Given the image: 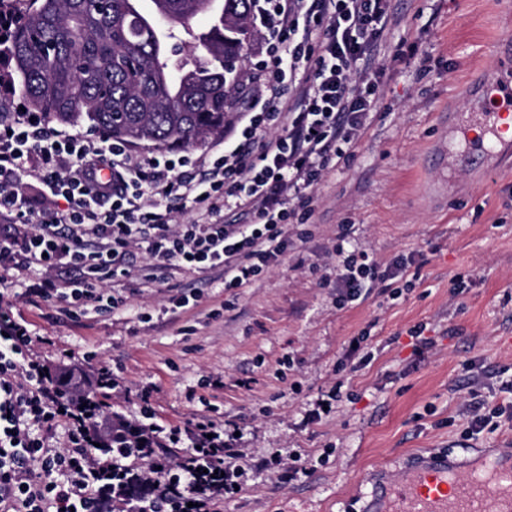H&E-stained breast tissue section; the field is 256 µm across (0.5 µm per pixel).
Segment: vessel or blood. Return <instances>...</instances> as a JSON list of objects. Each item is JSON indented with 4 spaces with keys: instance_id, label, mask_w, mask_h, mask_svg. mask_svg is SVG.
I'll return each mask as SVG.
<instances>
[{
    "instance_id": "obj_1",
    "label": "vessel or blood",
    "mask_w": 512,
    "mask_h": 512,
    "mask_svg": "<svg viewBox=\"0 0 512 512\" xmlns=\"http://www.w3.org/2000/svg\"><path fill=\"white\" fill-rule=\"evenodd\" d=\"M485 78L503 95L506 111L478 114L479 133L456 159L458 171L490 163L506 147L503 121L512 110V73L493 67ZM363 512H512V456L480 455L467 468L444 452L404 465L397 474L372 475Z\"/></svg>"
}]
</instances>
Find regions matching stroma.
I'll list each match as a JSON object with an SVG mask.
<instances>
[{
  "label": "stroma",
  "mask_w": 512,
  "mask_h": 512,
  "mask_svg": "<svg viewBox=\"0 0 512 512\" xmlns=\"http://www.w3.org/2000/svg\"><path fill=\"white\" fill-rule=\"evenodd\" d=\"M394 6L400 24L371 126L325 173L310 223L289 226L286 259L252 286L117 275L105 285L126 292V306L76 319L12 286V314L48 339L42 357L117 375L121 393L105 396L113 414L139 421L146 392L161 426L210 413L239 432L255 472L218 512H360L371 472L423 452L512 451V148L493 173L424 162L473 128L487 98L482 68H512V10L495 0ZM339 246L401 272L337 304L322 278ZM181 291L201 293L199 306L139 321ZM418 324L430 341L421 350L409 334ZM359 337L372 359L357 369L347 350ZM339 380L341 401L309 421ZM473 396L508 413L471 436ZM275 452L300 456L305 473L283 484L257 471Z\"/></svg>",
  "instance_id": "stroma-1"
}]
</instances>
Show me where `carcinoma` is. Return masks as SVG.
Returning a JSON list of instances; mask_svg holds the SVG:
<instances>
[{"mask_svg":"<svg viewBox=\"0 0 512 512\" xmlns=\"http://www.w3.org/2000/svg\"><path fill=\"white\" fill-rule=\"evenodd\" d=\"M40 0L14 30L8 55L28 106L60 123L86 121L128 145L174 148L224 136L230 92L255 37L257 0ZM205 13L194 28L190 18ZM167 26L154 23L158 17Z\"/></svg>","mask_w":512,"mask_h":512,"instance_id":"carcinoma-1","label":"carcinoma"}]
</instances>
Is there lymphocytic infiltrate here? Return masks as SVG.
Segmentation results:
<instances>
[{"mask_svg":"<svg viewBox=\"0 0 512 512\" xmlns=\"http://www.w3.org/2000/svg\"><path fill=\"white\" fill-rule=\"evenodd\" d=\"M392 0H262L256 24L268 62L259 89L232 119L223 151L171 158L141 154L105 134L56 129L46 113L0 115V272L33 273L34 291L71 316L113 311L126 299L100 288L129 273L135 255L152 282L178 272L215 273L246 288L283 262L288 227L312 217L314 190L337 161L354 155L382 95L381 52L398 24ZM307 76H300V68ZM109 187H94L100 164ZM43 187L40 204L21 178ZM191 208L194 219L173 221ZM334 282L346 300L384 280L367 252L337 248ZM0 291V512H214L248 480L223 425L203 416L165 429L142 406L134 429L148 452L127 459L94 453L112 440L114 419L98 396L118 389L111 369L95 387L37 354L28 324ZM64 427L65 442L55 430ZM183 455H173L176 447ZM123 473L147 496H118Z\"/></svg>","mask_w":512,"mask_h":512,"instance_id":"lymphocytic-infiltrate-1","label":"lymphocytic infiltrate"}]
</instances>
